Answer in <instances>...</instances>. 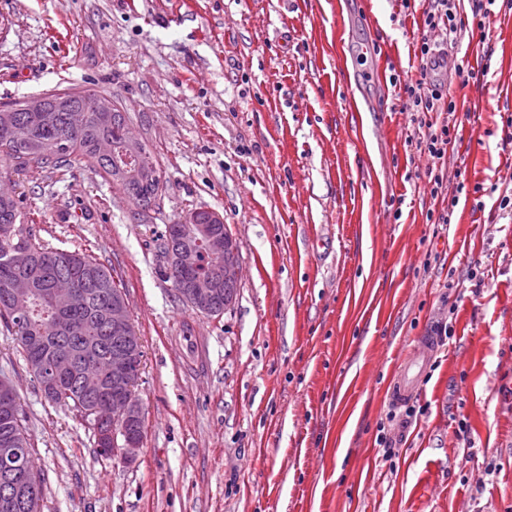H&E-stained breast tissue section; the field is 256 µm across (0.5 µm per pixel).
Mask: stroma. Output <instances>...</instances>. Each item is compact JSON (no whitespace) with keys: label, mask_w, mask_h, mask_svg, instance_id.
Returning a JSON list of instances; mask_svg holds the SVG:
<instances>
[{"label":"stroma","mask_w":512,"mask_h":512,"mask_svg":"<svg viewBox=\"0 0 512 512\" xmlns=\"http://www.w3.org/2000/svg\"><path fill=\"white\" fill-rule=\"evenodd\" d=\"M0 20V105L95 89L163 175L144 214L85 161L62 182L0 165L25 224L122 279L143 352V444L108 460L0 324L42 512H512V11L463 30L434 78L456 110L431 119L458 130L442 196L402 109L438 38L422 5L0 0ZM461 65L487 74L462 82ZM193 209L239 244L218 316L166 274L162 232ZM440 324L416 418L389 424L400 365Z\"/></svg>","instance_id":"35a3bbf8"}]
</instances>
